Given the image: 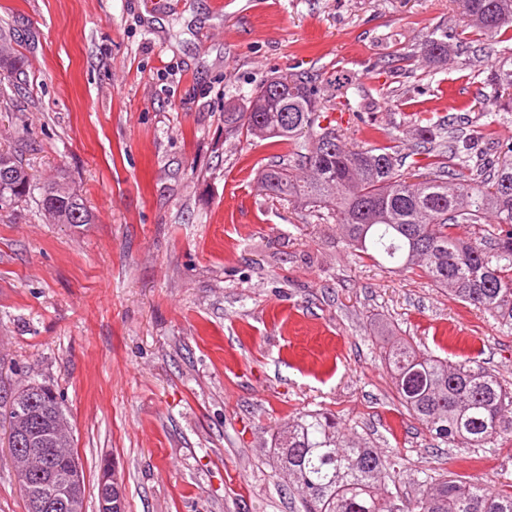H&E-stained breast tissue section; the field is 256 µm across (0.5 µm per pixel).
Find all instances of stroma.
<instances>
[{"label": "stroma", "mask_w": 512, "mask_h": 512, "mask_svg": "<svg viewBox=\"0 0 512 512\" xmlns=\"http://www.w3.org/2000/svg\"><path fill=\"white\" fill-rule=\"evenodd\" d=\"M0 0L24 73L0 80V151L34 183L66 175L93 220L54 224L33 199L0 211V395L54 389L97 512L102 466L126 512H301L273 434L335 414L424 476L512 485V442L451 448L402 405L384 351L408 340L469 357L512 386V332L424 276L359 256L335 220L269 198L276 150L237 136L224 110L273 74L336 76L367 119L347 141L388 147L413 172L416 129L446 122L474 153L512 143V112L479 102L512 34L462 28L452 0ZM458 32L435 67L425 33ZM460 56V57H461ZM0 512H25L0 415Z\"/></svg>", "instance_id": "obj_1"}]
</instances>
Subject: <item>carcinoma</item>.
Masks as SVG:
<instances>
[{
  "label": "carcinoma",
  "mask_w": 512,
  "mask_h": 512,
  "mask_svg": "<svg viewBox=\"0 0 512 512\" xmlns=\"http://www.w3.org/2000/svg\"><path fill=\"white\" fill-rule=\"evenodd\" d=\"M465 25L490 36L512 30V0H454ZM455 38L434 28L419 44L426 62L448 61ZM486 115L512 112V69L500 63L490 79ZM335 108L321 96L318 76L307 72L272 77L258 86L243 109H229L224 124L238 135L294 142L291 157L262 170L266 194L331 214L348 244L401 270L418 271L456 299L488 313L512 331V145L494 163L472 167L460 148L461 135L448 131V150L469 173L450 172L443 153L431 154L439 131L419 129L421 154L431 170L400 173L387 148L347 146L328 121ZM7 179L0 182V210L36 192L39 206L55 224H89L92 214L66 178L33 185L22 157L0 152ZM309 167L300 182L297 168ZM495 218L493 241L468 240L454 227ZM396 389L407 410L430 435L451 448H492L512 440V388L471 360L450 362L422 352L409 341L385 352ZM64 409L45 385L11 394L10 429L18 435L36 424L50 433L54 463L74 454ZM278 467L302 491L304 512H512V492L448 475H427L414 499L402 497L395 472L366 439L348 435L328 412L309 411L288 419L273 438Z\"/></svg>",
  "instance_id": "obj_1"
}]
</instances>
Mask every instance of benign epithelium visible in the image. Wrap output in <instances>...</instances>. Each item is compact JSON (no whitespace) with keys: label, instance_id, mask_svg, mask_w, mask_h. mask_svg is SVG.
I'll list each match as a JSON object with an SVG mask.
<instances>
[{"label":"benign epithelium","instance_id":"benign-epithelium-1","mask_svg":"<svg viewBox=\"0 0 512 512\" xmlns=\"http://www.w3.org/2000/svg\"><path fill=\"white\" fill-rule=\"evenodd\" d=\"M14 465L27 485L31 512H84L82 507L84 477L76 457L68 461L67 473L60 476L57 466L46 461L43 437L28 435L13 440ZM112 473L102 470L98 497L100 512H124L123 500H115Z\"/></svg>","mask_w":512,"mask_h":512}]
</instances>
